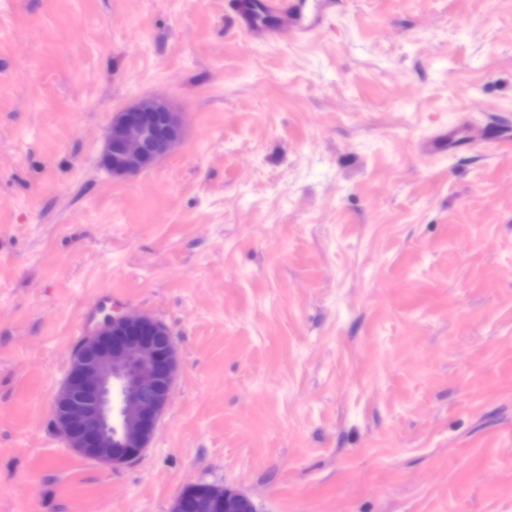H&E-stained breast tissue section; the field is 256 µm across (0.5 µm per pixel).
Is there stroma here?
Returning <instances> with one entry per match:
<instances>
[{"instance_id":"obj_1","label":"stroma","mask_w":512,"mask_h":512,"mask_svg":"<svg viewBox=\"0 0 512 512\" xmlns=\"http://www.w3.org/2000/svg\"><path fill=\"white\" fill-rule=\"evenodd\" d=\"M182 145L117 179L113 112ZM458 125L475 146L425 148ZM171 330L142 458L52 425L112 309ZM512 512V0H334L305 40L225 0H0V512ZM181 112L163 96L134 100L114 112L106 136L103 162L114 177L132 178L155 166L184 138ZM160 116L165 130L154 126ZM225 512H257L254 501L246 494L224 486Z\"/></svg>"}]
</instances>
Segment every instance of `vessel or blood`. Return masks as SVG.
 <instances>
[{
    "instance_id": "obj_1",
    "label": "vessel or blood",
    "mask_w": 512,
    "mask_h": 512,
    "mask_svg": "<svg viewBox=\"0 0 512 512\" xmlns=\"http://www.w3.org/2000/svg\"><path fill=\"white\" fill-rule=\"evenodd\" d=\"M243 30L265 38L288 30L299 35L310 31L316 18L307 16L298 0H228Z\"/></svg>"
}]
</instances>
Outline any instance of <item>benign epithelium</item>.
I'll use <instances>...</instances> for the list:
<instances>
[{
  "label": "benign epithelium",
  "mask_w": 512,
  "mask_h": 512,
  "mask_svg": "<svg viewBox=\"0 0 512 512\" xmlns=\"http://www.w3.org/2000/svg\"><path fill=\"white\" fill-rule=\"evenodd\" d=\"M184 138L181 113L163 96L134 100L114 112L103 162L113 176L132 178L155 166ZM179 368L169 328L148 313L106 315L71 354L54 395V426L68 448L119 467L138 461L165 413ZM224 512H257L246 494L226 487Z\"/></svg>",
  "instance_id": "1"
}]
</instances>
